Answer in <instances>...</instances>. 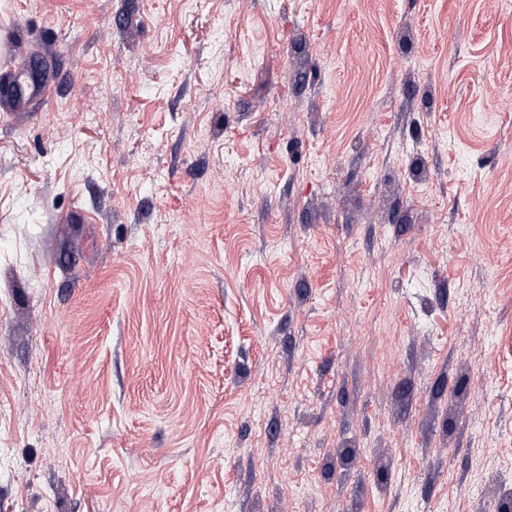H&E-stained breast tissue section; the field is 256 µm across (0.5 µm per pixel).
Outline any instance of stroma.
Masks as SVG:
<instances>
[{"mask_svg":"<svg viewBox=\"0 0 512 512\" xmlns=\"http://www.w3.org/2000/svg\"><path fill=\"white\" fill-rule=\"evenodd\" d=\"M0 512H497L502 0H0Z\"/></svg>","mask_w":512,"mask_h":512,"instance_id":"stroma-1","label":"stroma"}]
</instances>
